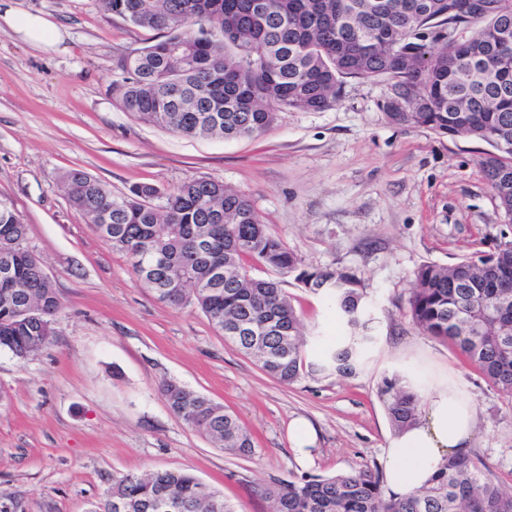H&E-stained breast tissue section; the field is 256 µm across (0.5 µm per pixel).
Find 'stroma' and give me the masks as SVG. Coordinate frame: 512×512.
I'll return each instance as SVG.
<instances>
[{
    "instance_id": "35a3bbf8",
    "label": "stroma",
    "mask_w": 512,
    "mask_h": 512,
    "mask_svg": "<svg viewBox=\"0 0 512 512\" xmlns=\"http://www.w3.org/2000/svg\"><path fill=\"white\" fill-rule=\"evenodd\" d=\"M59 27L42 50L0 22V197L28 226L64 309L50 345L20 361L0 351V491L9 512H86L116 472L190 471L237 512H267L254 484L356 472L380 463L394 430L380 387L452 370L473 397V450L512 490V401L449 342L406 315L414 271L512 242L478 161L487 143L389 121L387 84L347 80L320 112L279 113L260 136L185 137L124 112L108 89L117 61L157 40L100 0H6ZM81 169L113 193L215 177L245 192L270 231L310 268L350 274L377 343L348 377L303 374L284 385L226 343L193 307L166 306L135 283L127 257L73 209L61 175ZM281 286L306 330L328 335L330 299L294 278ZM174 380L233 412L255 453L224 452L188 428L159 393ZM303 417L319 437L311 462L288 444Z\"/></svg>"
}]
</instances>
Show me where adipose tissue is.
I'll return each mask as SVG.
<instances>
[{"label": "adipose tissue", "mask_w": 512, "mask_h": 512, "mask_svg": "<svg viewBox=\"0 0 512 512\" xmlns=\"http://www.w3.org/2000/svg\"><path fill=\"white\" fill-rule=\"evenodd\" d=\"M0 21L45 50L62 41L61 31L39 16L19 15L8 9ZM478 422L477 406L458 375L450 371L433 376L418 421L397 431L383 450L387 490L403 496L423 486L446 460L469 451Z\"/></svg>", "instance_id": "1"}]
</instances>
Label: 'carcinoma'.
<instances>
[{
  "instance_id": "1",
  "label": "carcinoma",
  "mask_w": 512,
  "mask_h": 512,
  "mask_svg": "<svg viewBox=\"0 0 512 512\" xmlns=\"http://www.w3.org/2000/svg\"><path fill=\"white\" fill-rule=\"evenodd\" d=\"M478 14L468 0H103L129 25L164 32L122 57L110 92L142 123L188 137L245 138L266 132L284 110L324 111L348 78L381 81L402 98L398 125L467 136L492 150L479 161L498 207L512 221V0ZM459 28L461 44H437L439 28ZM71 206L113 250L124 253L136 282L170 307L195 306L214 328L284 385L305 367L351 376L376 335L363 293L348 274L309 269L270 233L250 199L210 177L171 189L142 183L116 195L79 169L63 174ZM9 248V278L0 279V350L19 360L51 343L63 310L42 258L27 245V225L0 198V247ZM254 261L327 294L349 329L340 343L305 364L320 337L304 330L279 282L251 275ZM512 242L478 260L424 264L413 274L407 316L424 334L457 347L482 377L512 399ZM32 306L30 317L17 309ZM171 412L225 451L251 456L248 430L224 405L174 380L160 385ZM396 430L415 424L417 393L397 378L381 386ZM271 512H512L488 465L454 457L420 490L385 491L379 468L305 475L257 484ZM176 501L183 512H236L224 496L188 472L115 473L89 512H155Z\"/></svg>"
}]
</instances>
